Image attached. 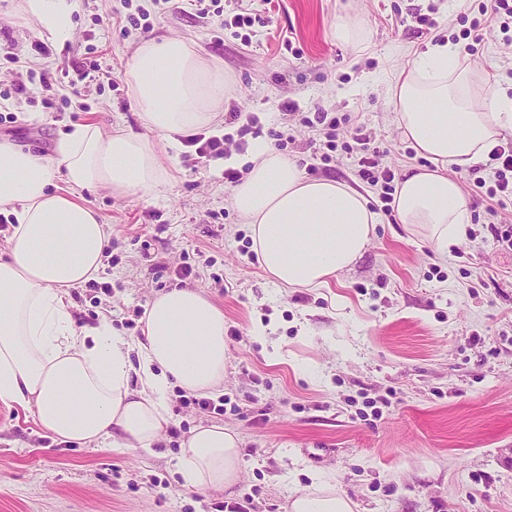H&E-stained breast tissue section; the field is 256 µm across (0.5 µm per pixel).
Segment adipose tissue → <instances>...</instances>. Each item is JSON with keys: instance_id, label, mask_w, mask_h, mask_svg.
Segmentation results:
<instances>
[{"instance_id": "1", "label": "adipose tissue", "mask_w": 512, "mask_h": 512, "mask_svg": "<svg viewBox=\"0 0 512 512\" xmlns=\"http://www.w3.org/2000/svg\"><path fill=\"white\" fill-rule=\"evenodd\" d=\"M76 0H19L17 16L54 44L73 31ZM123 78L143 132L72 123L52 154L26 152L0 139V211L14 222L0 253V403L33 410L56 440L80 445L119 440L151 451L169 421V391L205 394L224 380V313L195 287L158 293L140 338L109 319L76 328L69 289L98 276L109 238L83 190L113 196L150 193L171 174L159 144L210 127L234 93L221 63L192 42L167 37L138 44ZM459 46L434 44L398 73L390 88L402 137L430 167L405 173L392 207L399 224L441 253L471 222L451 166L487 157L512 129V99L479 97ZM158 140H151L149 132ZM251 167L230 202L247 225L260 267L288 288H324L369 248L379 216L368 198L333 180L309 178L266 142L253 145ZM241 440L232 430L196 427L178 459L183 485L228 490L241 479ZM289 512H353L325 476L294 492Z\"/></svg>"}]
</instances>
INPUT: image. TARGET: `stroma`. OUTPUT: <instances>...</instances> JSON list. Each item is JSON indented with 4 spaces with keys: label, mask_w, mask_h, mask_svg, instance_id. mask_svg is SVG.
I'll return each mask as SVG.
<instances>
[{
    "label": "stroma",
    "mask_w": 512,
    "mask_h": 512,
    "mask_svg": "<svg viewBox=\"0 0 512 512\" xmlns=\"http://www.w3.org/2000/svg\"><path fill=\"white\" fill-rule=\"evenodd\" d=\"M480 2L250 0L264 22L246 42L229 26L235 0L205 16L190 0H77L71 39L43 57L31 47L34 25H17L9 11L17 0H0V105L11 113L1 138L47 154L72 122L140 129L121 73L142 40L180 36L235 80L230 104L240 117L209 132L229 139L239 171L249 168L253 141L281 131L306 177L344 183L380 214L347 274L326 288H284L259 268L216 158L163 146L172 179L159 191H85L109 226L112 251L99 279L111 293L97 299L87 286L71 289L76 325L105 314L124 336H139L137 309L179 287L176 271L190 262L191 284L224 311V384L210 394L224 400V412L170 397L172 430L149 454L60 443L32 411L0 404V512H230L246 496L250 512H288L290 495L307 489L314 472L330 476L354 512H512V251L495 240L496 227L512 225V204L498 209L487 196L493 174L485 163L453 169L471 224L461 244L438 254L382 214L378 188L360 179L353 157L340 151L321 161L322 137L299 121L320 109L346 115L341 140L369 136L382 165L399 174L424 165L401 136L388 93L415 53L458 40L490 86L512 96V36H460L479 20ZM131 15L140 27L129 26ZM340 21L362 29L364 48L333 38ZM88 57L101 67L94 82L82 76ZM26 69L35 79L20 93ZM47 97L53 108L44 107ZM201 424L240 435L233 491L182 485L181 446Z\"/></svg>",
    "instance_id": "obj_1"
}]
</instances>
